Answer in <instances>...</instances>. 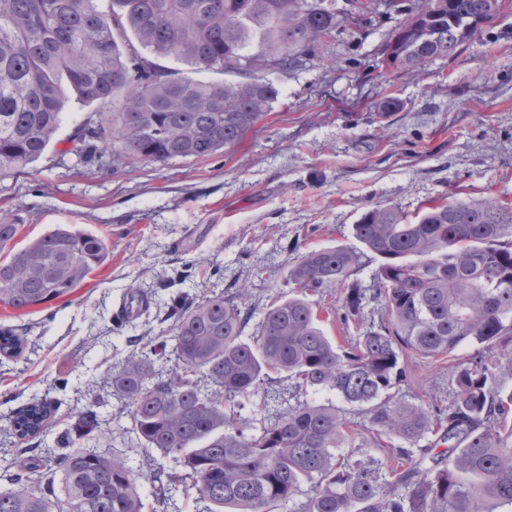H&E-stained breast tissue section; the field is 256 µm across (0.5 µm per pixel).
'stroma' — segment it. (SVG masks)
I'll return each mask as SVG.
<instances>
[{
    "instance_id": "stroma-1",
    "label": "stroma",
    "mask_w": 512,
    "mask_h": 512,
    "mask_svg": "<svg viewBox=\"0 0 512 512\" xmlns=\"http://www.w3.org/2000/svg\"><path fill=\"white\" fill-rule=\"evenodd\" d=\"M500 4L472 42L416 73L379 66L393 20L337 34L281 79L274 112L205 160L91 168L69 152L91 109L70 100L52 148L0 179V216H19L18 245L74 224L106 237L110 255L69 296L26 311L0 304V326L28 338L22 357H0V454L18 450L8 417L30 399L58 402L53 427L67 428L117 358L171 328L172 295L244 289L258 314L286 293L295 257L355 246L369 208L512 202V0ZM388 96L400 107L384 117L375 105ZM133 286L151 306L119 334L114 312ZM409 368L407 399L447 409V359L415 356Z\"/></svg>"
}]
</instances>
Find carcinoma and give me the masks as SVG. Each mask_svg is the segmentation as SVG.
<instances>
[{
  "label": "carcinoma",
  "instance_id": "cac0c4a2",
  "mask_svg": "<svg viewBox=\"0 0 512 512\" xmlns=\"http://www.w3.org/2000/svg\"><path fill=\"white\" fill-rule=\"evenodd\" d=\"M98 2L0 0V178L53 146L73 96L98 108L69 149L91 166L206 159L274 111L281 90L270 76L305 67L322 39L394 11L404 19L382 67L419 72L476 37L471 18L490 24L499 10V0H345L342 9L336 0ZM160 57L185 68L164 69ZM204 71L237 79H197ZM18 226L0 217V304L14 310L72 293L108 258L102 236L72 224L18 248ZM353 236L381 260L371 287L354 279L362 252L308 250L288 269V296L249 335L242 292L172 298L171 349L131 352L112 375L110 395L131 423L126 450L100 449V395L55 434L52 403L21 406L12 433L40 447L3 459L0 512H145L147 493L157 502L192 493L196 512H276L305 482L301 512H512V204L439 201L413 221L376 206ZM337 286L344 325L356 329L340 343L307 299ZM370 302L382 318L364 329ZM465 345L489 354L451 367L448 410L400 394L407 356L452 361ZM26 346L0 327L1 357ZM273 373L304 398L279 409ZM261 389L275 413L256 426L241 410ZM351 411L373 436L401 442L382 482L337 454L358 435ZM430 435L448 448L414 456ZM148 450L160 461L145 472L138 456Z\"/></svg>",
  "mask_w": 512,
  "mask_h": 512
}]
</instances>
